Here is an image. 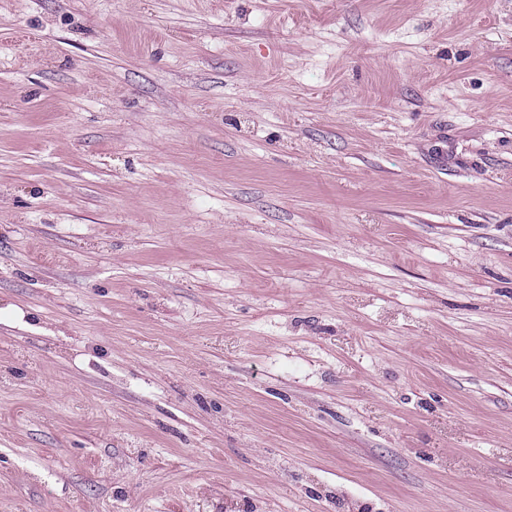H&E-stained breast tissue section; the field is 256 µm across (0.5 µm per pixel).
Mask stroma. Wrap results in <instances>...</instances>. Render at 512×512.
Segmentation results:
<instances>
[{"instance_id": "stroma-1", "label": "stroma", "mask_w": 512, "mask_h": 512, "mask_svg": "<svg viewBox=\"0 0 512 512\" xmlns=\"http://www.w3.org/2000/svg\"><path fill=\"white\" fill-rule=\"evenodd\" d=\"M0 512H512V0H0Z\"/></svg>"}]
</instances>
